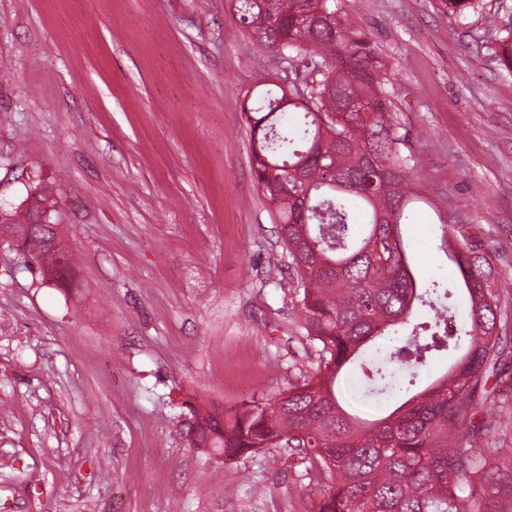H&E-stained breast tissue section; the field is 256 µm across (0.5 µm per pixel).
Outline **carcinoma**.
<instances>
[{
    "label": "carcinoma",
    "instance_id": "cac0c4a2",
    "mask_svg": "<svg viewBox=\"0 0 512 512\" xmlns=\"http://www.w3.org/2000/svg\"><path fill=\"white\" fill-rule=\"evenodd\" d=\"M253 52L285 67L248 91L254 180L275 206L302 288L318 375L232 417L191 409L197 448L244 455L288 446L308 459L315 512H512V448L493 457L489 380L509 365V315L488 256L466 235L444 241L446 280L418 282L406 134L378 108L389 79L376 45L336 0H229ZM490 50L512 71V26ZM25 213L0 237L65 286L68 256ZM447 370L413 391L428 359Z\"/></svg>",
    "mask_w": 512,
    "mask_h": 512
}]
</instances>
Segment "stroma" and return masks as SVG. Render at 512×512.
Listing matches in <instances>:
<instances>
[{
	"label": "stroma",
	"mask_w": 512,
	"mask_h": 512,
	"mask_svg": "<svg viewBox=\"0 0 512 512\" xmlns=\"http://www.w3.org/2000/svg\"><path fill=\"white\" fill-rule=\"evenodd\" d=\"M477 0H358L407 130L420 223L480 234L512 283V75ZM257 59L226 0H0V212L51 192L71 281L0 246V512H313L302 455L193 446L191 406L313 378L257 190Z\"/></svg>",
	"instance_id": "1"
}]
</instances>
